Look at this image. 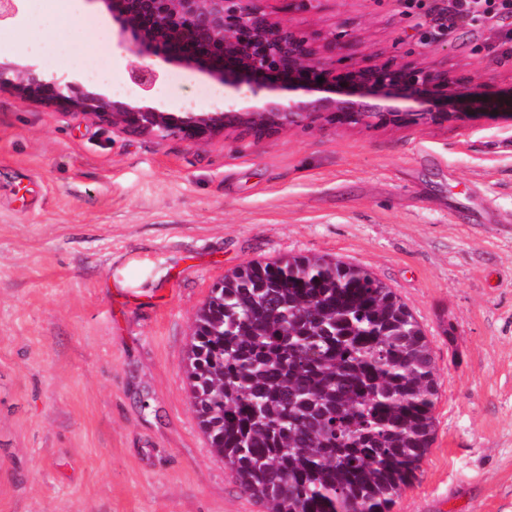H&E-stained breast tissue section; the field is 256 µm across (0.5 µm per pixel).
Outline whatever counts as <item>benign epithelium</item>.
<instances>
[{
    "label": "benign epithelium",
    "mask_w": 512,
    "mask_h": 512,
    "mask_svg": "<svg viewBox=\"0 0 512 512\" xmlns=\"http://www.w3.org/2000/svg\"><path fill=\"white\" fill-rule=\"evenodd\" d=\"M124 31L153 54L200 68L224 83V107L168 113L85 94L31 70L9 74L0 86L23 96L125 130L204 143L217 135L258 142L293 128L328 129L468 125L512 121V84L481 69L400 58L369 63L344 53L355 41L349 24L331 34H307L276 20L261 0H103ZM139 44L130 80L151 93L159 73ZM323 82H318V79Z\"/></svg>",
    "instance_id": "obj_1"
}]
</instances>
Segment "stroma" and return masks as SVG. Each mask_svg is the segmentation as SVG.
I'll return each instance as SVG.
<instances>
[{
	"label": "stroma",
	"instance_id": "obj_1",
	"mask_svg": "<svg viewBox=\"0 0 512 512\" xmlns=\"http://www.w3.org/2000/svg\"><path fill=\"white\" fill-rule=\"evenodd\" d=\"M448 0H265L305 32L350 22L360 60L418 57L512 77V16L441 27ZM135 107L208 111L217 80L126 46L88 59L17 52ZM336 257L390 286L423 328L435 434L393 512H512V123L291 129L194 144L133 134L0 87V512H269L213 452L187 381L195 315L259 260ZM127 49L136 58L129 66L130 80L143 92H153L159 82V73L150 64L144 62L145 56L137 44H130Z\"/></svg>",
	"mask_w": 512,
	"mask_h": 512
}]
</instances>
